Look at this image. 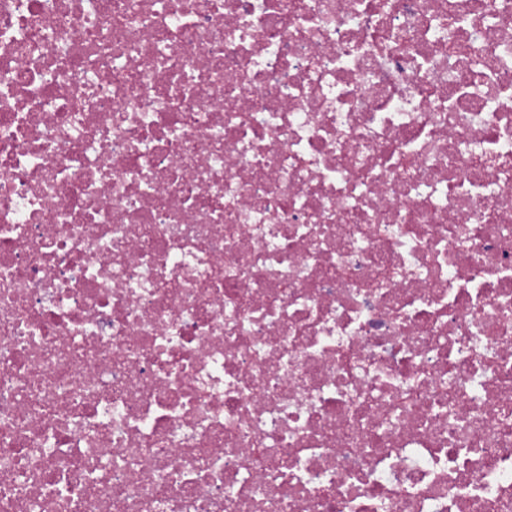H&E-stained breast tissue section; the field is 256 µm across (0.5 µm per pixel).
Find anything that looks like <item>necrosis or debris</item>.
Masks as SVG:
<instances>
[{
    "instance_id": "4bbe7bcc",
    "label": "necrosis or debris",
    "mask_w": 512,
    "mask_h": 512,
    "mask_svg": "<svg viewBox=\"0 0 512 512\" xmlns=\"http://www.w3.org/2000/svg\"><path fill=\"white\" fill-rule=\"evenodd\" d=\"M0 512H512V0H0Z\"/></svg>"
}]
</instances>
